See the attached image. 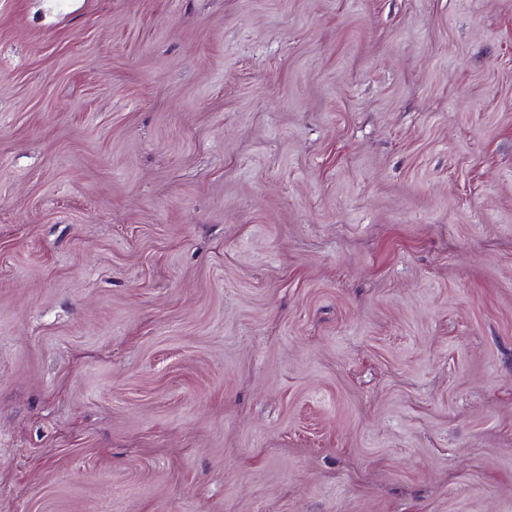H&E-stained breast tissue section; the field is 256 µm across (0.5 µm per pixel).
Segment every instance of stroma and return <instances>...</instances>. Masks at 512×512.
Wrapping results in <instances>:
<instances>
[{
    "label": "stroma",
    "instance_id": "stroma-1",
    "mask_svg": "<svg viewBox=\"0 0 512 512\" xmlns=\"http://www.w3.org/2000/svg\"><path fill=\"white\" fill-rule=\"evenodd\" d=\"M0 512H512V0H0Z\"/></svg>",
    "mask_w": 512,
    "mask_h": 512
}]
</instances>
